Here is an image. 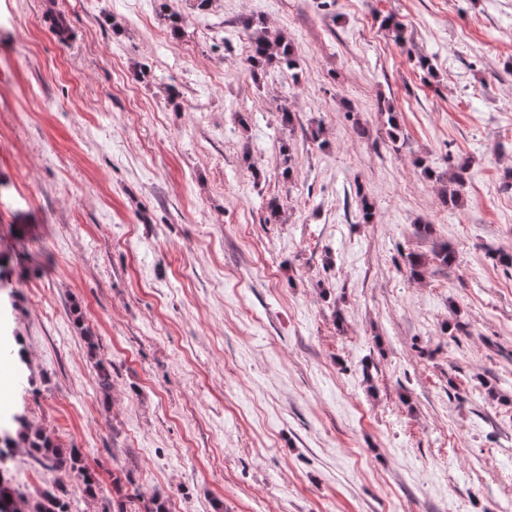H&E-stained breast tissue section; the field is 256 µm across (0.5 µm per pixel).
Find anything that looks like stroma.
<instances>
[{"label": "stroma", "mask_w": 512, "mask_h": 512, "mask_svg": "<svg viewBox=\"0 0 512 512\" xmlns=\"http://www.w3.org/2000/svg\"><path fill=\"white\" fill-rule=\"evenodd\" d=\"M250 16L297 76L251 68ZM420 158L466 164L462 207ZM511 170L512 0H0V344L30 360L0 396L102 492L24 454L14 486L102 512L120 468L129 512H505L512 270L486 250L512 251Z\"/></svg>", "instance_id": "stroma-1"}]
</instances>
